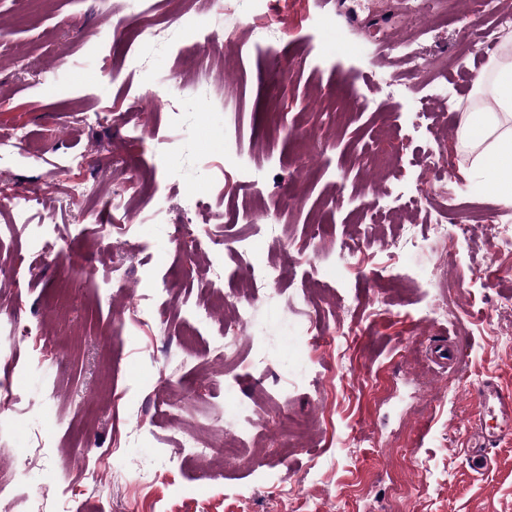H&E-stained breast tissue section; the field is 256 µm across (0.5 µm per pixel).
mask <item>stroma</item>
<instances>
[{
  "label": "stroma",
  "mask_w": 512,
  "mask_h": 512,
  "mask_svg": "<svg viewBox=\"0 0 512 512\" xmlns=\"http://www.w3.org/2000/svg\"><path fill=\"white\" fill-rule=\"evenodd\" d=\"M377 14L389 19L383 54L368 33ZM142 21L155 38L113 31ZM494 21L462 0H342L329 13L318 0H0V136L28 138L0 156V263L12 272L0 322L28 327L0 356L16 385L0 477L24 478L13 512H324L329 493L344 512H392L397 489L406 512H512V435L489 447L484 473L464 455L485 413L476 387L512 395V252L486 232L512 229V207L467 178L457 121L438 144L415 119L477 99L489 60L475 40ZM201 31L209 44L190 69L180 51ZM368 98L385 108H363ZM88 113L98 122L83 123ZM79 153L92 161L73 164ZM117 186L148 223L113 209ZM256 189L264 213L250 224ZM32 192L41 214L19 223ZM185 194L204 219L178 234ZM417 196L421 207L399 212ZM215 210L223 224L207 223ZM448 216L471 230L449 237L437 272L435 254L402 236ZM243 234L287 270L256 303L237 359L218 350L236 339L219 307L197 325L203 356L186 357L177 339L200 277L239 285L236 254L212 260L209 239ZM408 267L433 272L431 287L403 281ZM305 288L312 334L331 338L316 350L292 311ZM440 297L447 317L427 321ZM448 338L462 358L442 369L430 351ZM255 358L278 376L287 415L306 419L305 441L281 459L285 415L277 401L257 405L264 445L252 463L208 476L183 445L213 424L231 429ZM141 469L149 484L135 483ZM93 470L97 489L84 480Z\"/></svg>",
  "instance_id": "obj_1"
}]
</instances>
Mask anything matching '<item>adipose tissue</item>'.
I'll list each match as a JSON object with an SVG mask.
<instances>
[{
    "label": "adipose tissue",
    "instance_id": "1",
    "mask_svg": "<svg viewBox=\"0 0 512 512\" xmlns=\"http://www.w3.org/2000/svg\"><path fill=\"white\" fill-rule=\"evenodd\" d=\"M480 80L487 93L463 112L457 147L473 157L469 179L512 207V50L504 49Z\"/></svg>",
    "mask_w": 512,
    "mask_h": 512
}]
</instances>
